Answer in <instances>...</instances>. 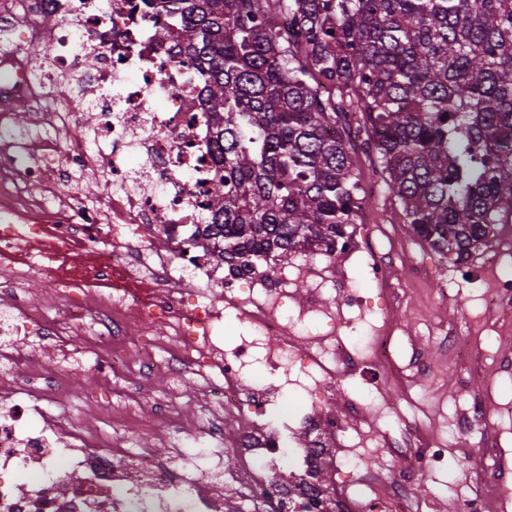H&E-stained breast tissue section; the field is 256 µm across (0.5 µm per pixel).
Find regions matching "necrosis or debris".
Listing matches in <instances>:
<instances>
[{"label":"necrosis or debris","mask_w":512,"mask_h":512,"mask_svg":"<svg viewBox=\"0 0 512 512\" xmlns=\"http://www.w3.org/2000/svg\"><path fill=\"white\" fill-rule=\"evenodd\" d=\"M48 16L58 20L50 32ZM174 24L141 0H0V253L47 231L58 245L0 275V362L11 366L0 378V512H238L244 503L252 512H423L408 473L379 498L311 489L355 401L294 428L270 418L292 370L312 379L303 395L315 401L335 387L349 351L332 336L299 354L296 325L276 307L288 296L280 264L240 276L193 247L224 168L206 113L192 106L203 78L163 33ZM16 98L37 107L22 130L8 109ZM77 124L88 136L68 140ZM92 169L101 174L92 195L65 189ZM146 225L154 235L143 236ZM65 254L85 262L51 279L52 304L42 307L21 282ZM117 273L149 292L111 287ZM228 310L250 330L230 350L220 330ZM146 319L163 332L134 347ZM19 336L52 346L57 364L15 351ZM88 365L112 396L96 423L69 413L70 374ZM159 372L169 386L148 395ZM188 373L199 384L190 419L177 409ZM229 418L244 430L226 434ZM141 419L150 442L134 448L127 425Z\"/></svg>","instance_id":"4bbe7bcc"}]
</instances>
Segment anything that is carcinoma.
Here are the masks:
<instances>
[{
  "instance_id": "obj_1",
  "label": "carcinoma",
  "mask_w": 512,
  "mask_h": 512,
  "mask_svg": "<svg viewBox=\"0 0 512 512\" xmlns=\"http://www.w3.org/2000/svg\"><path fill=\"white\" fill-rule=\"evenodd\" d=\"M204 77L216 265L345 252L370 131L405 223L455 264L512 223V0H142Z\"/></svg>"
}]
</instances>
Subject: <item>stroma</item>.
<instances>
[{"label":"stroma","mask_w":512,"mask_h":512,"mask_svg":"<svg viewBox=\"0 0 512 512\" xmlns=\"http://www.w3.org/2000/svg\"><path fill=\"white\" fill-rule=\"evenodd\" d=\"M355 160L368 196L365 221L354 227L356 249L331 258L289 257L285 301L290 318L305 320L306 331L295 339L304 351L316 349L329 322L360 361L372 356L380 336H393L402 372H387L370 391L356 374L336 384L337 406L360 403L343 439L358 466L345 479L409 470L410 455L377 442L379 432L397 437L407 430L419 443L433 439L445 449L437 467L414 472L415 493L429 502L428 512H462L459 495L478 493L486 496L488 512H507L512 477L499 480L483 461L492 452L512 461V314L487 308L498 276L512 271V224L497 225L468 265L453 264L405 224L369 157L359 153ZM373 247L390 254L383 285L363 274ZM416 265L418 278L412 275ZM447 334L459 345L444 344ZM476 400L485 414L461 433L457 420Z\"/></svg>","instance_id":"obj_1"}]
</instances>
